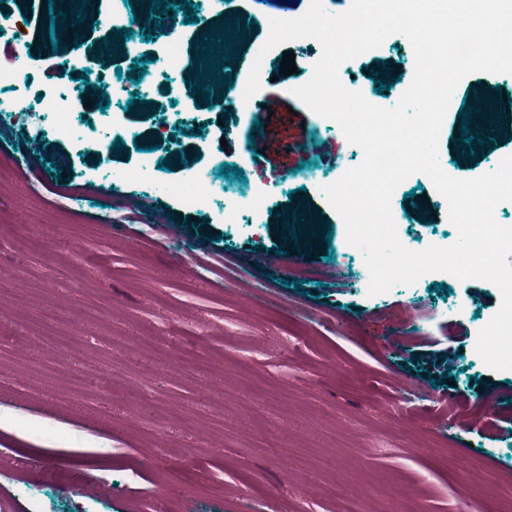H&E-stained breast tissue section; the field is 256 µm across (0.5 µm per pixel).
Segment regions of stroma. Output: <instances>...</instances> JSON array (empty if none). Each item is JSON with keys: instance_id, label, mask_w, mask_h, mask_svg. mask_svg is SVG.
Segmentation results:
<instances>
[{"instance_id": "stroma-1", "label": "stroma", "mask_w": 512, "mask_h": 512, "mask_svg": "<svg viewBox=\"0 0 512 512\" xmlns=\"http://www.w3.org/2000/svg\"><path fill=\"white\" fill-rule=\"evenodd\" d=\"M192 3L195 23L167 36L100 0L78 44L55 55L48 47L67 41L69 22L39 24L46 0H0V28L21 31L31 53L13 87L0 86L12 100L0 112V512H149L158 496L172 512H504L512 410L485 400L512 398V370L475 350L498 289L432 272L368 295L364 257L322 191L364 152L291 94L320 44L268 51L261 90L286 98L262 159L247 144L259 99L197 106L165 59L168 41L192 57L205 28L245 16L254 27L223 67L243 86L270 20L298 18L310 0ZM126 27L115 61L88 55ZM288 52L297 70L277 75ZM147 54L153 68L131 82ZM414 65L394 35L344 62L339 78L389 108ZM86 71L110 88L108 109L86 106ZM55 91L70 96L76 135L50 130L37 98ZM135 97L150 111L128 108ZM504 98L512 74L459 83L439 138L448 175L472 178L512 155V120L493 117ZM464 125L482 139L471 160ZM289 141L300 156L276 152ZM225 164L242 176H221ZM190 182L206 190L194 206L176 192ZM391 210L409 250L457 237L425 174L396 188ZM292 214L308 232L286 246ZM82 369L87 382L73 386ZM49 466L62 477H41Z\"/></svg>"}]
</instances>
